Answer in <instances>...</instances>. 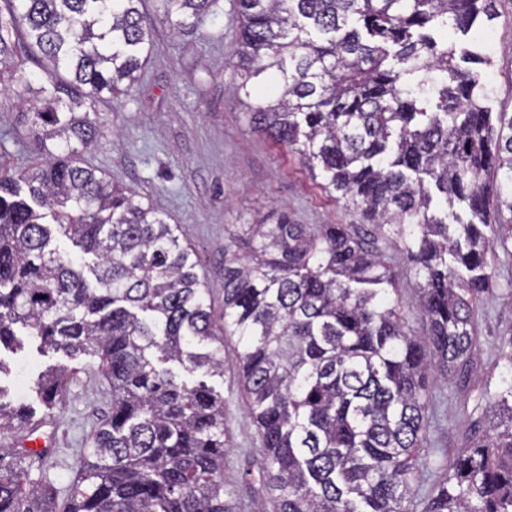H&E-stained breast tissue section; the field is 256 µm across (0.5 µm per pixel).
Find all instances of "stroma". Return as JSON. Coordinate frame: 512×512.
<instances>
[{
  "label": "stroma",
  "mask_w": 512,
  "mask_h": 512,
  "mask_svg": "<svg viewBox=\"0 0 512 512\" xmlns=\"http://www.w3.org/2000/svg\"><path fill=\"white\" fill-rule=\"evenodd\" d=\"M142 11L154 24L153 50L138 83L126 95L98 108L101 137L85 155L114 184L136 190L143 202L180 225L181 242L199 261L198 273L214 286V315L224 309V244L236 224H274L288 216L295 224H355L359 218L338 195L324 191L288 147L250 129L236 87L241 80L234 55L240 30L238 0H218L197 27L174 30L158 17L155 0ZM491 25L493 45L481 37L448 32L450 46L485 56L490 81L486 104L512 113V0H498ZM29 127L12 87L0 84V164L14 170L32 160ZM401 286L400 307L412 333L426 336L419 312L413 267L399 251L388 250ZM495 287L478 300L474 314L473 371L467 382L435 381L424 442L429 466L414 484L409 512H426L448 472L450 459L466 440L494 432L492 407L502 379L512 377V252L496 249L490 259ZM22 349L0 348V388L12 404L47 419L58 453L46 468L55 486L67 489L76 474L74 458L112 394L97 372L98 359H70L40 351L18 330ZM223 375L207 377L224 395V482L237 512H275L273 497L259 482H243V470L262 455V437L253 421L234 364L235 347H224ZM65 370L73 378L65 398L48 408L35 390L38 375Z\"/></svg>",
  "instance_id": "stroma-1"
}]
</instances>
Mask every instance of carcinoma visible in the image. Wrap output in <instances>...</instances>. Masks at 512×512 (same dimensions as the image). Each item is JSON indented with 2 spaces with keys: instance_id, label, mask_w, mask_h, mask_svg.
<instances>
[{
  "instance_id": "obj_1",
  "label": "carcinoma",
  "mask_w": 512,
  "mask_h": 512,
  "mask_svg": "<svg viewBox=\"0 0 512 512\" xmlns=\"http://www.w3.org/2000/svg\"><path fill=\"white\" fill-rule=\"evenodd\" d=\"M192 27L218 0H157ZM142 0H0V64L18 47L45 81L10 71L29 106L31 167H0V347L99 359L112 405L58 500L32 451L0 444V512H237L224 486V338L276 512H406L428 467L429 380L467 368L488 255L512 242V113L491 112L478 71L434 32H475L496 0H238L236 54L251 129L288 145L416 270L428 336L410 332L385 251L351 224H236L224 245V324L178 225L82 155L90 114L127 94L152 51ZM454 211L432 210L431 189ZM509 218H504V214ZM96 262L64 261L52 234ZM66 377L37 383L49 407ZM0 429L27 424L3 402ZM503 430L453 460L428 512H512V380Z\"/></svg>"
}]
</instances>
